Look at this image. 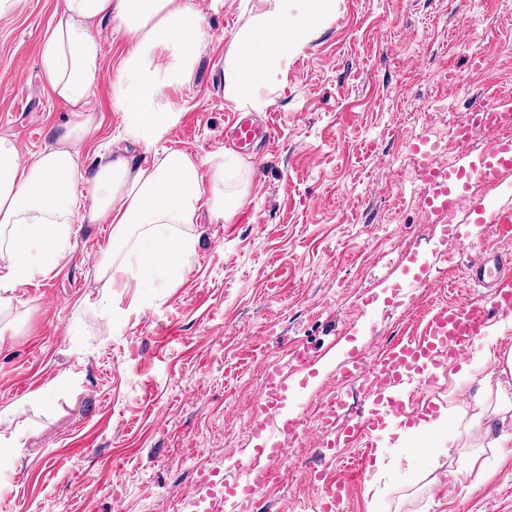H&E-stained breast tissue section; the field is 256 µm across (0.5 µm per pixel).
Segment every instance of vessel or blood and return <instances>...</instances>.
Segmentation results:
<instances>
[{
  "label": "vessel or blood",
  "instance_id": "b4317fda",
  "mask_svg": "<svg viewBox=\"0 0 512 512\" xmlns=\"http://www.w3.org/2000/svg\"><path fill=\"white\" fill-rule=\"evenodd\" d=\"M504 128H512V99L493 94L476 98L466 122L457 129L456 138L466 144L479 134L491 136L494 161L470 168L467 179L487 181L499 172L512 170V139L497 136ZM227 133L243 151L262 142H271L273 138L271 124L259 125L241 116L231 120ZM429 181L437 212L459 210L463 193L442 179L440 173H433ZM465 274L468 280L489 287L488 300L469 297L449 302L446 308L430 313L420 335L397 339L374 356H367L358 349L349 351L340 373L344 379L365 384L367 404L360 419L352 422L344 419L340 399L331 400L320 415L324 447L353 445L379 429L385 420H399L414 387L441 366L461 360L470 347L488 335L495 316L512 315L511 259L487 248L469 260ZM250 433L263 438L271 446L273 456L278 457L285 446L299 441L305 431L299 422L279 420L270 412L263 421L251 426ZM363 475V469H356L349 478L337 481L328 489L325 512H340L351 483ZM268 486V467L260 457H253L244 467V492L253 495L267 490Z\"/></svg>",
  "mask_w": 512,
  "mask_h": 512
}]
</instances>
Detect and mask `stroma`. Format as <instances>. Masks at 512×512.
<instances>
[{"instance_id":"1","label":"stroma","mask_w":512,"mask_h":512,"mask_svg":"<svg viewBox=\"0 0 512 512\" xmlns=\"http://www.w3.org/2000/svg\"><path fill=\"white\" fill-rule=\"evenodd\" d=\"M207 37L167 146L204 160L230 148L235 111L224 97V56L246 21L270 0H188ZM62 0H26L0 18V136L22 161L51 147L72 119L48 91L39 62ZM103 73L84 152L82 203L96 192V156L126 148L147 167L153 152L124 141L111 76L128 45L101 27ZM484 57V69L471 59ZM512 96V0H336L321 33L290 54L258 90L259 120L276 143L242 158L251 182L240 213H201L187 264L114 288L103 302L100 261L113 254L109 222L81 225L50 274L18 288L0 335V512H174L217 471L226 491L243 480L239 459L257 440L268 371L288 373L282 411L307 419L306 436L274 464L280 480L256 495L257 512H320L327 487L361 459L358 447L323 448L318 413L342 396L362 409L359 384L344 381L347 352L380 349L420 333L425 315L451 297H481L463 269L471 251L512 249L476 235L479 209H512V171L474 185L447 224L432 221L411 155L448 139L475 95ZM121 311L113 319V311ZM310 362L299 365L294 351ZM471 357L435 372L409 403L415 420L447 410L434 449L423 454L393 426L374 432L378 451L351 486L344 512H512V456L480 447L467 408L484 372ZM46 391L43 403L32 394ZM495 467L489 483L448 486L449 449ZM326 474L317 485L308 471Z\"/></svg>"}]
</instances>
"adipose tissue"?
I'll list each match as a JSON object with an SVG mask.
<instances>
[{
    "mask_svg": "<svg viewBox=\"0 0 512 512\" xmlns=\"http://www.w3.org/2000/svg\"><path fill=\"white\" fill-rule=\"evenodd\" d=\"M335 0H272L246 23L224 59V93L239 106L259 107V80L289 53L326 28ZM110 25L130 48L112 80V106L125 135L154 150V163L131 169L109 155L97 163L98 193L82 208L81 145L94 122L92 91L102 76L96 31ZM206 38L203 16L183 0H63L41 46L43 76L55 97L76 116L55 146L21 162L15 144L0 138V334L17 288L52 270L70 247L75 223L110 220L124 262L100 272L109 287L178 268L194 253L195 236L179 232L198 221L200 206L228 220L242 206L248 180L242 162L224 152L201 162L171 149L156 152L183 114L167 94L187 83ZM471 429L492 447L512 445V406L474 400Z\"/></svg>",
    "mask_w": 512,
    "mask_h": 512,
    "instance_id": "adipose-tissue-1",
    "label": "adipose tissue"
}]
</instances>
